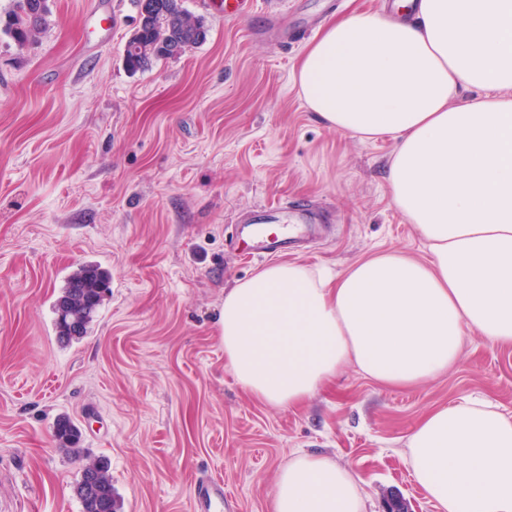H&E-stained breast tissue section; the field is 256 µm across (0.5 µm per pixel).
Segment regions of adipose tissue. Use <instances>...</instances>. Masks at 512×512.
<instances>
[{"instance_id":"1","label":"adipose tissue","mask_w":512,"mask_h":512,"mask_svg":"<svg viewBox=\"0 0 512 512\" xmlns=\"http://www.w3.org/2000/svg\"><path fill=\"white\" fill-rule=\"evenodd\" d=\"M398 22L329 26L297 68L330 129L388 136L392 201L429 258L394 248L340 274L274 263L224 291L220 336L257 400L298 405L346 367L390 386L438 377L474 333L512 346V0H412ZM439 512H512V417L483 399L430 410L406 442ZM361 477L295 454L272 512H366Z\"/></svg>"}]
</instances>
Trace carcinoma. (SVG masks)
Segmentation results:
<instances>
[{
	"instance_id": "cac0c4a2",
	"label": "carcinoma",
	"mask_w": 512,
	"mask_h": 512,
	"mask_svg": "<svg viewBox=\"0 0 512 512\" xmlns=\"http://www.w3.org/2000/svg\"><path fill=\"white\" fill-rule=\"evenodd\" d=\"M41 0H13L5 18H0V31L18 46H26L48 25V5L42 6V16L35 25L28 17ZM136 7L151 6L152 16L130 37L138 44V52L124 50L125 67L137 72L159 59L178 58L206 38L202 19L193 16L183 0H135ZM108 289V273L96 264L77 268L66 280L54 304L56 338L68 344L86 336L97 309ZM58 446L84 461L80 479L73 492L83 512H117L108 462L93 457L80 448L81 432L68 417L58 420L54 429Z\"/></svg>"
}]
</instances>
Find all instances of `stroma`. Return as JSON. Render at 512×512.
I'll return each instance as SVG.
<instances>
[{
    "label": "stroma",
    "instance_id": "obj_1",
    "mask_svg": "<svg viewBox=\"0 0 512 512\" xmlns=\"http://www.w3.org/2000/svg\"><path fill=\"white\" fill-rule=\"evenodd\" d=\"M50 0L49 26L18 49L0 32V512H82L81 464L58 448L70 417L110 464L118 512H194L196 480L219 477L224 512H272L291 455L363 477L369 512L389 495L436 512L405 442L431 409L482 398L512 416V347L470 339L447 374L413 387L347 368L302 405L251 397L224 360V290L247 259L236 218L274 207L323 214L293 261L341 272L394 247L424 261L392 202L389 137L330 130L305 106L298 63L326 26L393 0H253L227 18L184 0L205 40L129 72L134 0ZM111 274L88 334L60 345L53 304L85 263Z\"/></svg>",
    "mask_w": 512,
    "mask_h": 512
}]
</instances>
